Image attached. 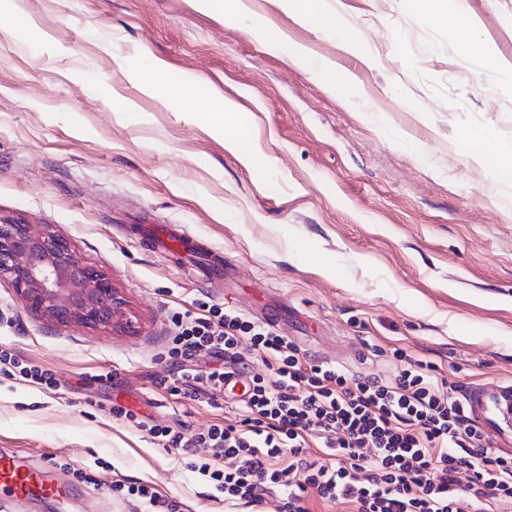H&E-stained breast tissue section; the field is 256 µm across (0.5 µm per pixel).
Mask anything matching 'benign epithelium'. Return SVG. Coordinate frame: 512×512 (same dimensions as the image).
<instances>
[{"label": "benign epithelium", "instance_id": "1", "mask_svg": "<svg viewBox=\"0 0 512 512\" xmlns=\"http://www.w3.org/2000/svg\"><path fill=\"white\" fill-rule=\"evenodd\" d=\"M16 302L56 325L124 327L123 298L112 279L86 262L53 226L0 215V283Z\"/></svg>", "mask_w": 512, "mask_h": 512}]
</instances>
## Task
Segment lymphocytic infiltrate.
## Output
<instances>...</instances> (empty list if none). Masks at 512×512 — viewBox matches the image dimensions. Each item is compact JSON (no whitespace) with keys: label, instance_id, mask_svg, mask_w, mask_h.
<instances>
[{"label":"lymphocytic infiltrate","instance_id":"lymphocytic-infiltrate-1","mask_svg":"<svg viewBox=\"0 0 512 512\" xmlns=\"http://www.w3.org/2000/svg\"><path fill=\"white\" fill-rule=\"evenodd\" d=\"M172 324L160 360L183 366L184 396L235 392L240 411L200 434L160 425L148 433L190 456L208 449L212 459L198 471L225 499L249 505L273 494L278 512H310L315 497L344 500L352 512H496L512 498V457L484 446L435 366L409 362L391 382L350 378L305 364L285 337L206 302ZM245 344L265 373L251 372ZM314 435L326 461L307 456ZM464 468L472 472L465 486Z\"/></svg>","mask_w":512,"mask_h":512}]
</instances>
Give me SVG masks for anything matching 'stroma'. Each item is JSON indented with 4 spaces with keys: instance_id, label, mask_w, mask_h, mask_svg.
Instances as JSON below:
<instances>
[{
    "instance_id": "35a3bbf8",
    "label": "stroma",
    "mask_w": 512,
    "mask_h": 512,
    "mask_svg": "<svg viewBox=\"0 0 512 512\" xmlns=\"http://www.w3.org/2000/svg\"><path fill=\"white\" fill-rule=\"evenodd\" d=\"M326 2L354 48L286 0H248L245 19L204 0H0V214L68 236L131 323L55 327L0 284V350L55 380L0 373V451L51 466L65 512H143L141 485L177 512H277L272 497L225 502L139 426L234 416L233 401L172 394L181 371L157 362L172 314L200 300L315 364L390 381L423 360L462 398L512 384V194L459 137L492 125L512 140V0H462L482 56L405 0ZM316 60L348 83L327 85ZM151 64L177 92L231 103L236 146L204 103L148 93ZM155 224L222 259L223 281L134 239Z\"/></svg>"
}]
</instances>
